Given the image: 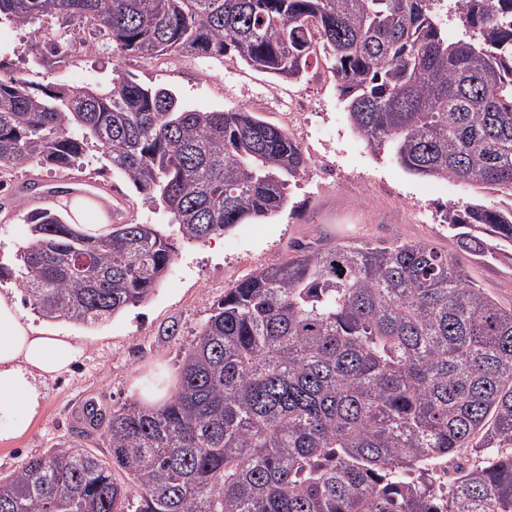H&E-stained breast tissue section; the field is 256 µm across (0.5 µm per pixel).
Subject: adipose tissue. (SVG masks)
I'll list each match as a JSON object with an SVG mask.
<instances>
[{"instance_id":"obj_1","label":"adipose tissue","mask_w":512,"mask_h":512,"mask_svg":"<svg viewBox=\"0 0 512 512\" xmlns=\"http://www.w3.org/2000/svg\"><path fill=\"white\" fill-rule=\"evenodd\" d=\"M86 357L80 341L34 330L0 293V441L22 436L42 411L47 380Z\"/></svg>"}]
</instances>
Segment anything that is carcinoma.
Wrapping results in <instances>:
<instances>
[{"mask_svg": "<svg viewBox=\"0 0 512 512\" xmlns=\"http://www.w3.org/2000/svg\"><path fill=\"white\" fill-rule=\"evenodd\" d=\"M3 20L39 24L43 67L101 44L297 80L319 42L373 154L512 199V0H0ZM91 146L188 241L281 212L309 167L247 109L196 112L125 77L39 90L0 62V188L34 164L77 169ZM24 221L0 279L49 320L139 305L175 255L151 224L96 236L68 204ZM442 223L474 257L512 248V202ZM104 433L103 459L63 445L0 477V512H512V307L428 242L306 244L225 289L168 397L113 408Z\"/></svg>", "mask_w": 512, "mask_h": 512, "instance_id": "carcinoma-1", "label": "carcinoma"}]
</instances>
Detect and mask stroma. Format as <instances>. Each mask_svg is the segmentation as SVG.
Masks as SVG:
<instances>
[{
	"mask_svg": "<svg viewBox=\"0 0 512 512\" xmlns=\"http://www.w3.org/2000/svg\"><path fill=\"white\" fill-rule=\"evenodd\" d=\"M29 28L0 24V58L42 88L62 85L106 88L123 76L172 90L189 110L244 107L284 128L310 160L279 214L238 224L223 235L187 241L159 196L139 193L112 167L92 161L80 171L30 166L16 171L0 192V259L12 262L30 237L24 212L57 207L49 188L95 185L125 220L155 224L173 236L176 256L162 282L139 306L93 325L29 314L34 329L78 337L86 358L69 373L49 380L41 414L19 438L0 443V476L62 443L74 444L72 410L93 400L103 410L139 401L158 373L177 380L184 347L210 316L224 290L249 273L292 257L298 246L340 241L389 245L426 241L454 256L477 287L512 307V261H490L463 252L441 222L449 205L492 203L494 194L454 180L408 173L392 156L374 155L350 123L330 68L318 61L297 80H282L228 56L192 55L142 60L98 45L65 67L33 62ZM176 335H166L168 326Z\"/></svg>",
	"mask_w": 512,
	"mask_h": 512,
	"instance_id": "stroma-1",
	"label": "stroma"
}]
</instances>
